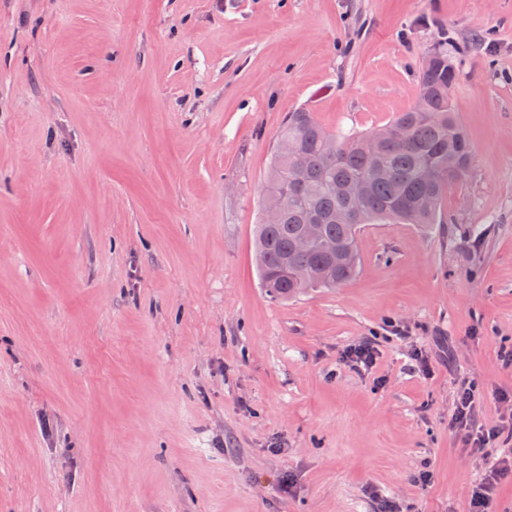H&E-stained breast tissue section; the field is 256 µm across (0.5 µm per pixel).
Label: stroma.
Here are the masks:
<instances>
[{
	"label": "stroma",
	"mask_w": 512,
	"mask_h": 512,
	"mask_svg": "<svg viewBox=\"0 0 512 512\" xmlns=\"http://www.w3.org/2000/svg\"><path fill=\"white\" fill-rule=\"evenodd\" d=\"M442 43L473 148L442 223L364 225L355 277L269 299L288 114L384 125ZM505 347L512 0H0V512H467L512 449L449 421L475 379L499 424ZM377 359V351L370 341H360L351 345L341 355L343 363L348 364L354 369L367 370L372 368Z\"/></svg>",
	"instance_id": "stroma-1"
}]
</instances>
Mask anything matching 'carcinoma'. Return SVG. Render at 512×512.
Listing matches in <instances>:
<instances>
[{"label": "carcinoma", "mask_w": 512, "mask_h": 512, "mask_svg": "<svg viewBox=\"0 0 512 512\" xmlns=\"http://www.w3.org/2000/svg\"><path fill=\"white\" fill-rule=\"evenodd\" d=\"M456 73L448 50L425 59L414 106L366 133L330 137L310 112H291L278 141H294L293 156L274 153L263 193L287 191L281 221L259 224L256 256L261 287L275 300L309 288H335L359 267L357 234L363 224L440 223L448 187L470 168L472 146L452 108ZM354 179L368 184L357 218L344 187ZM304 224L320 225L319 240L304 250L296 241Z\"/></svg>", "instance_id": "obj_1"}]
</instances>
